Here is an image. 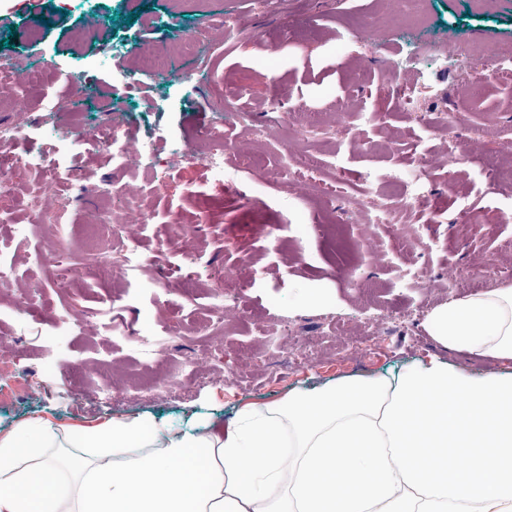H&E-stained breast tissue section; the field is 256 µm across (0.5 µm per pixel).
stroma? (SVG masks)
I'll use <instances>...</instances> for the list:
<instances>
[{"mask_svg":"<svg viewBox=\"0 0 512 512\" xmlns=\"http://www.w3.org/2000/svg\"><path fill=\"white\" fill-rule=\"evenodd\" d=\"M395 0H307L303 22L269 0H0V60L37 68L20 101L0 94V127L74 131L81 187L60 185L62 221L38 222V167H21L13 221L0 224V366L20 363L24 387L0 373V435L24 420L92 424L146 415L179 431L224 427L250 401L344 377L401 373L440 355L471 374L492 361L443 348L426 326L379 333L386 306L401 313L448 302V282L483 268L485 288L512 284V0H420L418 28L392 44L365 40L396 22ZM233 19L239 35L205 64L174 59L166 77L136 85L143 43ZM456 54H449V46ZM491 50L494 68L483 66ZM79 90H72L71 78ZM72 100L69 112L51 104ZM120 140H165L179 158L160 174L106 159L104 126ZM213 127L243 153L215 173L194 152ZM449 159L418 171L419 159ZM389 221H372L375 208ZM138 226L135 239L98 238L96 215ZM33 225L28 236L17 225ZM419 246L399 250L401 242ZM114 256L112 278L95 258ZM76 270L58 287L54 258ZM248 286L215 318L226 273ZM312 286L326 296L312 305ZM33 294L24 316L18 297ZM320 358L303 367L274 353L282 324ZM373 354L355 365L353 343ZM197 360V371L180 365ZM60 389L43 392L46 377Z\"/></svg>","mask_w":512,"mask_h":512,"instance_id":"1","label":"stroma"}]
</instances>
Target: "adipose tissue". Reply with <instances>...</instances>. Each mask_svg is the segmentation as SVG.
I'll list each match as a JSON object with an SVG mask.
<instances>
[{
    "instance_id": "obj_1",
    "label": "adipose tissue",
    "mask_w": 512,
    "mask_h": 512,
    "mask_svg": "<svg viewBox=\"0 0 512 512\" xmlns=\"http://www.w3.org/2000/svg\"><path fill=\"white\" fill-rule=\"evenodd\" d=\"M427 327L499 369L433 356L392 383L295 389L194 433L27 420L0 437V512H512V285L449 300Z\"/></svg>"
}]
</instances>
